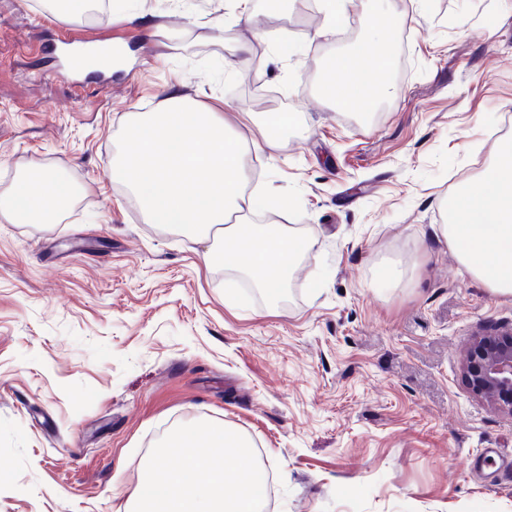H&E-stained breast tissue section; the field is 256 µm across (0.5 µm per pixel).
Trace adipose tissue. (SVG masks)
<instances>
[{"label":"adipose tissue","mask_w":512,"mask_h":512,"mask_svg":"<svg viewBox=\"0 0 512 512\" xmlns=\"http://www.w3.org/2000/svg\"><path fill=\"white\" fill-rule=\"evenodd\" d=\"M370 54L376 68L366 76L360 65ZM387 69V55L374 52L372 40L364 41L331 59L320 93L340 110L370 111L384 92ZM288 123V116L280 115L250 146L216 113L173 93L159 109L133 115L112 177L127 185L150 223L188 225L204 238L220 232L206 261L247 273L274 299L297 257L312 252L315 244L284 225L250 221L253 202L243 192L242 153L249 146L272 153ZM499 156L479 178L442 201L444 220L434 230L468 275L493 294L512 296L511 137L502 139ZM73 199L62 177L34 169L0 195V218L12 224H56ZM166 447L180 451V465L156 460L131 495V512H263V470L243 435L223 426L205 432L182 429Z\"/></svg>","instance_id":"adipose-tissue-1"}]
</instances>
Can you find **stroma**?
Instances as JSON below:
<instances>
[{"mask_svg":"<svg viewBox=\"0 0 512 512\" xmlns=\"http://www.w3.org/2000/svg\"><path fill=\"white\" fill-rule=\"evenodd\" d=\"M57 5L0 0V192L34 166L75 191L60 223L0 220V512H126L168 435L210 426L257 448L270 512H512V417L460 374L471 336L512 330V296L432 231L512 136V0H368L342 29L310 0H249V26L239 0L66 25ZM379 10L388 96L337 111L318 75ZM71 33L118 48L111 72L69 67ZM249 76L295 121L247 156L244 193L315 243L274 300L112 179L131 114L174 90L261 140Z\"/></svg>","mask_w":512,"mask_h":512,"instance_id":"1","label":"stroma"}]
</instances>
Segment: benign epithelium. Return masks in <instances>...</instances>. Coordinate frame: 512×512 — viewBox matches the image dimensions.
I'll return each mask as SVG.
<instances>
[{
    "instance_id": "1",
    "label": "benign epithelium",
    "mask_w": 512,
    "mask_h": 512,
    "mask_svg": "<svg viewBox=\"0 0 512 512\" xmlns=\"http://www.w3.org/2000/svg\"><path fill=\"white\" fill-rule=\"evenodd\" d=\"M472 393L512 415V336H476L462 360Z\"/></svg>"
}]
</instances>
